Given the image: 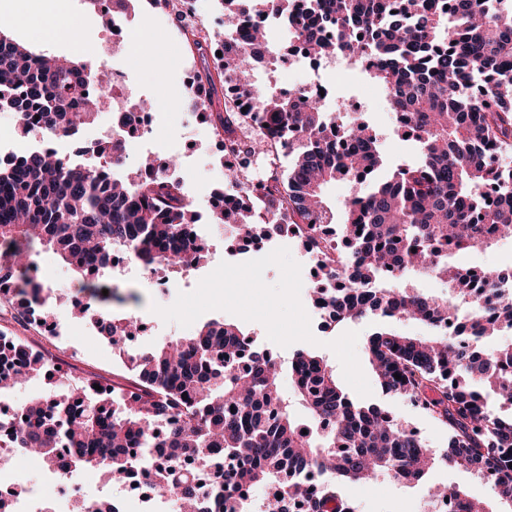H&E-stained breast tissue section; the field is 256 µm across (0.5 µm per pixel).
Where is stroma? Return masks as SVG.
Here are the masks:
<instances>
[{
	"mask_svg": "<svg viewBox=\"0 0 512 512\" xmlns=\"http://www.w3.org/2000/svg\"><path fill=\"white\" fill-rule=\"evenodd\" d=\"M81 24L73 31L85 50L79 60L92 70L108 71L111 59L102 55L111 41V27L91 0H67ZM148 37L142 52L161 62L160 70L129 68L128 76L139 98L155 102V139L188 169L187 193L196 210L205 203L218 184V175L209 166L208 147L214 135L211 123L197 127L183 125L169 105L172 91L182 80L175 52L167 36L163 14L148 18ZM369 121L380 136L389 165H396L412 154L413 142L397 136L395 127L380 108L372 107L358 115ZM351 112L337 113L338 123L347 125L358 117ZM165 290H157L139 281L136 271L116 277L117 285L139 283V300L112 303L107 314L122 318L134 316L145 330L128 343L130 351L140 354L163 341L192 334L211 320L239 325L253 336L259 348L271 351L281 364H288L295 352L316 353L333 366L340 386L367 404H375L399 415L435 453L448 446V432L408 401L385 394L368 363L365 342L377 327L374 318L341 326L327 325L307 316L311 300L312 273L301 245L289 238L278 239L244 254L225 252L216 243L198 265L164 272ZM34 344L60 364L63 376H98L111 380L121 369L119 354L91 320L64 317L58 337L34 334ZM457 485L472 498L497 508L492 487L464 468L433 466L425 484L405 488L385 479L345 483L341 497L356 512H422L420 498L430 487Z\"/></svg>",
	"mask_w": 512,
	"mask_h": 512,
	"instance_id": "stroma-1",
	"label": "stroma"
}]
</instances>
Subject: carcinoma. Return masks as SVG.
Instances as JSON below:
<instances>
[{"label":"carcinoma","mask_w":512,"mask_h":512,"mask_svg":"<svg viewBox=\"0 0 512 512\" xmlns=\"http://www.w3.org/2000/svg\"><path fill=\"white\" fill-rule=\"evenodd\" d=\"M321 0L309 4L313 18L299 32L281 27L315 57L340 52L367 64L365 73L389 92L390 107L407 116L397 129L416 145L413 156L383 181L388 167L377 133L366 120L336 125L324 105L300 107L252 84L254 58L268 47L269 19H288L292 0H220L224 18V62L203 68L204 105L216 134L241 145L249 158L264 154L266 141L250 133L261 118L275 124L285 143L283 159L265 181L242 186L264 197L268 228L303 224L314 209L335 227L336 250L345 255L336 281H323L320 295L336 325L380 313L392 322L427 330L407 336L380 326L366 341V354L383 391L406 399L448 430L440 458L474 473L492 468L501 512H512V344L478 343L512 331V290L497 287L504 272L480 268L470 274L451 257L512 236V181L488 169V154L512 151V9L493 0ZM0 23V106L20 114L19 129H39L54 138L72 137L94 124L88 111L99 96L98 78L80 63L69 65L9 38ZM149 101L120 118L134 127ZM124 139L94 144V163L67 159L53 150L29 149L0 162V303L28 328L55 311L44 305L37 273L39 249L50 250L80 274L86 300L72 301L70 314L93 319L99 304L116 294L106 279L112 255L128 251L144 271H173L205 258L185 236L199 214L179 184L142 180L122 171ZM352 177L364 190L337 214L323 187ZM211 222L240 237L257 226L245 208L232 206ZM445 280L448 295L435 297L403 288L407 274ZM108 294H103V290ZM455 320L453 335L440 329ZM139 326L120 318L100 325L112 346L126 355L124 368L108 384L96 378L56 383L53 364L26 336L0 332V390L29 379L47 389L18 416L0 413V464L35 448L46 466L69 473L99 470L112 480L147 468L157 493L173 496L184 512H239L226 485H201V474L224 471L235 488L271 485L288 496L271 497L266 512H289L286 499L308 512H350L338 494L342 482L380 476L414 483L428 473L434 453L392 413L345 393L332 367L315 353L298 351L289 364L295 400L313 419L327 424L315 436L300 422L278 386L280 365L246 348V333L213 320L194 334L169 340L143 355L126 344ZM400 374L397 380L394 374ZM99 385L96 390L93 385ZM187 398H182V394ZM308 463L336 473L312 493L299 473ZM486 512L460 487L436 491Z\"/></svg>","instance_id":"1"}]
</instances>
